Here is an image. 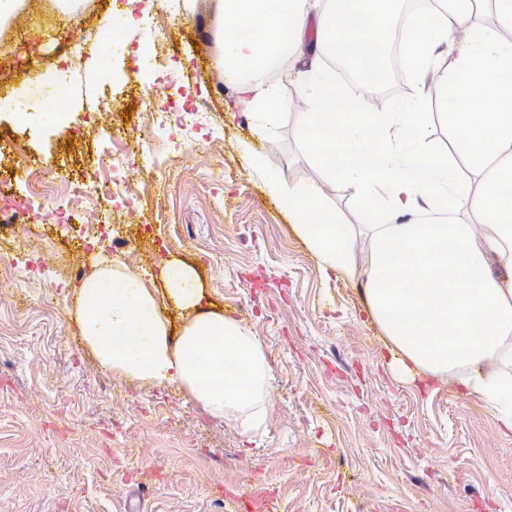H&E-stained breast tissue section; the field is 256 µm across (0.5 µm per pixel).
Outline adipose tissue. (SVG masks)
I'll use <instances>...</instances> for the list:
<instances>
[{"label":"adipose tissue","mask_w":512,"mask_h":512,"mask_svg":"<svg viewBox=\"0 0 512 512\" xmlns=\"http://www.w3.org/2000/svg\"><path fill=\"white\" fill-rule=\"evenodd\" d=\"M214 0L224 73L237 101L276 128L267 80L310 42L307 110L298 138L329 183L373 198L369 224L346 223L316 186L270 180L325 275L347 276L366 239L373 318L408 379L455 376L512 431V0H436L404 18L415 97L351 108L321 67L346 55L359 75L381 71L398 0ZM437 88L426 94L429 76ZM448 121V147L431 139ZM165 297L121 266L76 289L78 333L99 365L139 382L176 385L216 420L255 437L267 428L272 375L255 336L203 308L193 266L165 261ZM183 320L172 336L164 305Z\"/></svg>","instance_id":"ef3b65f1"}]
</instances>
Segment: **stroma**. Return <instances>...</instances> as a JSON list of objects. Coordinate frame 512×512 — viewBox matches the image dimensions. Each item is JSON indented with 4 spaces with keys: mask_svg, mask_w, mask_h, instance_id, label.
<instances>
[{
    "mask_svg": "<svg viewBox=\"0 0 512 512\" xmlns=\"http://www.w3.org/2000/svg\"><path fill=\"white\" fill-rule=\"evenodd\" d=\"M82 2L66 21L54 0H26L0 34V178L20 199L40 167L74 181L106 147L128 154L139 206L110 209L113 236L91 247L37 209L0 223L1 259L34 253L53 275L0 288V512H230L226 491L253 486L270 491L264 512H512V433L450 378L394 373L363 273L325 279L265 181L321 186L366 221V198L327 184L296 136L306 61L272 77L283 115L265 134L232 106L213 0H180L174 16L166 0ZM202 99L187 136L141 126L164 102ZM170 259L265 350L273 387L255 441L177 386L104 371L80 341V275L118 264L159 289Z\"/></svg>",
    "mask_w": 512,
    "mask_h": 512,
    "instance_id": "1",
    "label": "stroma"
}]
</instances>
